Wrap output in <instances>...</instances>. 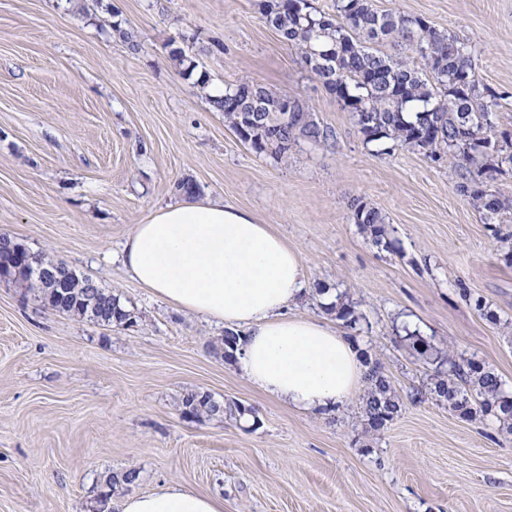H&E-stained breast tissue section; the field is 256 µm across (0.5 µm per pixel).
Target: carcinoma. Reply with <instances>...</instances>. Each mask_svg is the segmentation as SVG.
Listing matches in <instances>:
<instances>
[{
	"instance_id": "cac0c4a2",
	"label": "carcinoma",
	"mask_w": 512,
	"mask_h": 512,
	"mask_svg": "<svg viewBox=\"0 0 512 512\" xmlns=\"http://www.w3.org/2000/svg\"><path fill=\"white\" fill-rule=\"evenodd\" d=\"M263 15L288 44L297 47L311 77L321 82L345 109L352 112L364 142L385 154L397 147L417 148L439 160L448 157L466 170L469 177L459 185L477 209L491 221L512 209L476 181L505 163L512 165V135L500 133L502 142L491 139L496 113L512 105L509 95L483 83L475 71L477 46L451 32L441 31L420 16L395 10L378 11L372 0H336L334 12L315 8L311 0H265ZM388 43L384 54L369 44ZM249 84H227L224 93L210 97L212 107L238 136L259 153L284 154L300 134L315 143L330 139V132L310 119V113L296 106L294 112L278 109L280 98L265 87L259 90L266 107L252 111L244 92ZM352 219L370 231L373 242L391 248L386 238L382 214L361 203L352 204ZM20 288L37 289L48 306L59 313L75 315L105 324L126 326L134 316L120 304V297L97 287H86L89 278L80 277L66 263L46 261L29 252L21 243L0 255ZM336 318L351 330L362 316L353 304L340 302L329 307ZM402 341L433 367L431 394L461 418L490 415L512 431V392L501 377L484 363L454 360L433 338L408 333ZM367 390L361 398L360 418L368 431H379L376 419L385 414L394 419L404 406L401 395L382 368L371 361L364 349ZM182 411L197 418L243 416L240 404L223 403L200 390H190L181 399ZM140 471L128 468L108 476L105 491L97 499L105 512L117 483L138 484Z\"/></svg>"
}]
</instances>
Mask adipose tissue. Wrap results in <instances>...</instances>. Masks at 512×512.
<instances>
[{
  "label": "adipose tissue",
  "instance_id": "1",
  "mask_svg": "<svg viewBox=\"0 0 512 512\" xmlns=\"http://www.w3.org/2000/svg\"><path fill=\"white\" fill-rule=\"evenodd\" d=\"M122 263L169 305L242 330L236 364L267 395L311 412L365 388L353 344L323 320L291 314L303 258L250 211L221 200L159 207L134 226ZM121 512H224V501L173 484L124 496Z\"/></svg>",
  "mask_w": 512,
  "mask_h": 512
}]
</instances>
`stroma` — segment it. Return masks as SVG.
<instances>
[{"label":"stroma","mask_w":512,"mask_h":512,"mask_svg":"<svg viewBox=\"0 0 512 512\" xmlns=\"http://www.w3.org/2000/svg\"><path fill=\"white\" fill-rule=\"evenodd\" d=\"M261 2L0 0V233L119 295L137 320L75 318L0 280V512H92L104 476L130 466L138 492L176 483L223 497L224 512H512V433L495 418L408 401L377 434L354 399L289 407L224 361L222 323L163 302L118 259L134 226L180 199L178 182L194 183L195 200L250 210L302 253L298 315L342 329L315 290L349 296L359 346L397 388L428 385L395 338L406 317L457 359L493 366L512 391V245L502 241L512 213L486 223L447 160L364 143ZM374 6L473 40L480 78L512 93V0ZM191 64L212 88L253 82L298 101L333 143L256 154L211 108ZM356 200L382 212L394 250L354 224ZM477 296L499 323L475 310ZM190 389L255 414L184 419Z\"/></svg>","instance_id":"obj_1"}]
</instances>
